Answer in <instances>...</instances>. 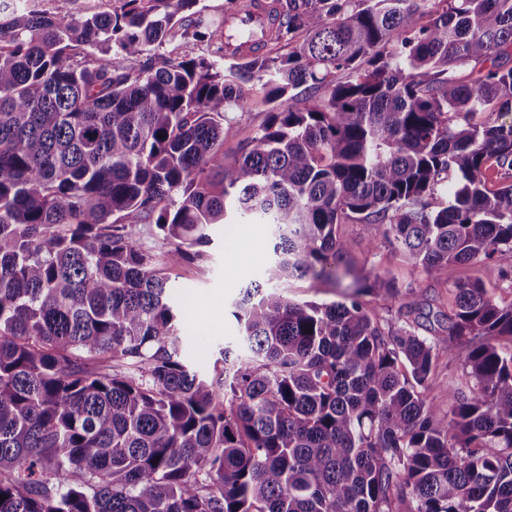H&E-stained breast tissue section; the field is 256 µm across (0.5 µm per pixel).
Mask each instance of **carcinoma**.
Masks as SVG:
<instances>
[{
  "label": "carcinoma",
  "mask_w": 512,
  "mask_h": 512,
  "mask_svg": "<svg viewBox=\"0 0 512 512\" xmlns=\"http://www.w3.org/2000/svg\"><path fill=\"white\" fill-rule=\"evenodd\" d=\"M42 2L0 0V512H512V304L487 288L512 289V0L422 25L426 0H267L253 43L200 0ZM176 38L201 54L158 52ZM259 93L228 162L224 115ZM231 216L270 228L271 259L208 381L168 271ZM347 220L428 275L477 268L448 326L418 334L415 289L347 263ZM306 277L351 283L281 291ZM443 358L472 386L437 381ZM46 8L52 12H74L77 10L85 11H106L110 10L111 2L109 0H80L73 2L71 0H47ZM135 242L141 249L148 251L156 259L165 254L171 247L162 240L153 224H139L136 228ZM288 298L299 302L329 303L341 301L345 288H337L331 281H317L309 278L293 279L283 285Z\"/></svg>",
  "instance_id": "cac0c4a2"
}]
</instances>
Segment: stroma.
<instances>
[{
  "mask_svg": "<svg viewBox=\"0 0 512 512\" xmlns=\"http://www.w3.org/2000/svg\"><path fill=\"white\" fill-rule=\"evenodd\" d=\"M267 108L254 102L248 111L227 113L224 121V153L234 156L266 119ZM256 225L244 222L220 224L212 230V242L201 259L176 270L175 299L185 302L188 314L185 355L205 374H213L219 348L237 344L240 328L233 318L232 304L241 288L259 279L269 261V249L255 250ZM340 232L352 245L350 261L359 268L389 269L399 287L412 286L423 315L425 328H436L437 311L448 308V289L457 281L473 277L469 266H451L425 274L402 258L393 256L376 238L369 225L353 221L341 225Z\"/></svg>",
  "mask_w": 512,
  "mask_h": 512,
  "instance_id": "stroma-1",
  "label": "stroma"
}]
</instances>
